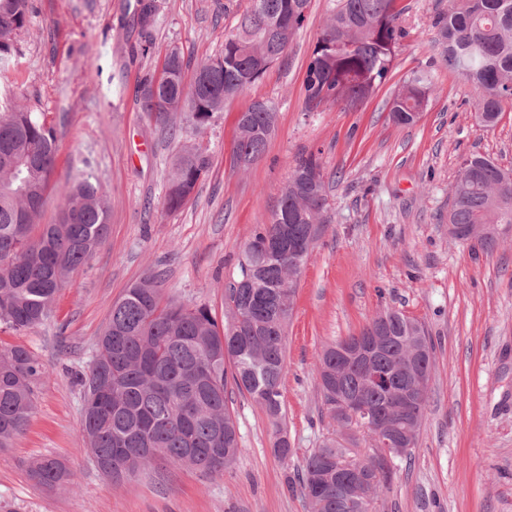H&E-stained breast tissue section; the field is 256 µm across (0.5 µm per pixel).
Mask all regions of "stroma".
Listing matches in <instances>:
<instances>
[{"instance_id": "1", "label": "stroma", "mask_w": 512, "mask_h": 512, "mask_svg": "<svg viewBox=\"0 0 512 512\" xmlns=\"http://www.w3.org/2000/svg\"><path fill=\"white\" fill-rule=\"evenodd\" d=\"M336 2L311 0L286 56L191 139L184 113L164 125L144 115L137 84L173 48L193 76L223 50L248 0H157L146 52L136 0H29L0 103L25 105L54 130L56 168L38 221L55 223L65 192L88 177L107 190L108 234L66 279L53 319L21 334L0 331V347L24 345L49 370L36 384L29 426L0 449V512H308L297 473L334 429L318 357L386 308L421 320L434 350L417 444L374 512H512V240L487 253L448 236V196L463 158L480 153L512 167V110L494 128L476 124L479 92L449 71L432 26L448 0H398L406 36L386 81L359 107L307 111V67ZM415 70L430 72L440 92L418 122L395 124L391 100ZM257 99L276 104V130L262 157L237 173V118ZM191 141L210 166L194 197L170 212L168 175ZM309 152L323 163L327 221L295 291L280 426L229 391L241 452L224 476L161 464L112 484L81 439L75 375L113 303L152 271L164 298L208 305L225 320L224 293L245 246ZM279 428L292 448L285 460L272 452ZM43 456L64 461L72 483L50 489L31 479L29 464Z\"/></svg>"}]
</instances>
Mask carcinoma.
Returning <instances> with one entry per match:
<instances>
[{
    "label": "carcinoma",
    "instance_id": "obj_1",
    "mask_svg": "<svg viewBox=\"0 0 512 512\" xmlns=\"http://www.w3.org/2000/svg\"><path fill=\"white\" fill-rule=\"evenodd\" d=\"M310 0H249L224 54L200 64L185 82L178 50L164 58L169 78L157 90L148 73L139 83L147 117L168 122L187 114L191 133L202 132L228 99L260 81L287 52L302 28ZM154 0H138L142 35L154 21ZM397 0H337L321 29L304 86L305 105L356 107L391 72L404 37ZM29 21L28 0H0V78L17 65L16 37ZM448 68L480 90L477 111L495 125L512 107V0H452L432 20ZM439 94L432 76L411 72L394 95L392 120L411 125ZM277 109L253 102L238 118L232 165L246 170L265 151L275 131ZM56 165L53 128L16 104L0 107V329L25 332L52 317L67 275L85 264L108 231L105 191L88 179L71 185L58 221L34 231ZM207 153L187 145L176 157L165 206L187 203L209 169ZM323 167L314 154L301 156L280 189L270 222L260 224L245 248L237 279L227 289L228 324L210 308L162 298L153 273L112 305L87 369L76 374L83 388L82 436L92 461L112 465L121 483L157 461L221 477L241 452L236 422L226 398L228 385L248 395L273 425L284 416L286 327L295 282L311 255L313 226L326 222ZM449 222L467 232L482 224H512V169L481 154L467 157L454 185ZM384 335L377 350L348 360L325 346L319 356L320 394L334 436L304 461L301 490L311 512H372L374 498L389 488L397 461L415 447L429 396L411 411L394 409V397L417 376L413 362L432 366L425 326L393 309L376 314ZM46 367L22 345L0 348V448L28 426L35 409L34 386ZM358 400L364 412L354 413ZM365 433L380 477L357 495L346 477L360 460L349 456L354 431ZM39 484L62 487L73 474L56 457L30 465Z\"/></svg>",
    "mask_w": 512,
    "mask_h": 512
}]
</instances>
